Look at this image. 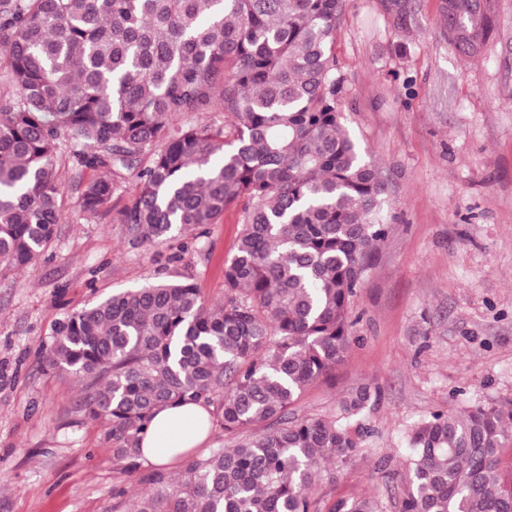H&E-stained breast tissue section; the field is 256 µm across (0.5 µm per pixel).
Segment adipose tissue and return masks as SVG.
<instances>
[{
    "label": "adipose tissue",
    "instance_id": "1",
    "mask_svg": "<svg viewBox=\"0 0 512 512\" xmlns=\"http://www.w3.org/2000/svg\"><path fill=\"white\" fill-rule=\"evenodd\" d=\"M209 429V413L204 406L187 404L164 408L143 439V458L154 466L174 464L200 448Z\"/></svg>",
    "mask_w": 512,
    "mask_h": 512
}]
</instances>
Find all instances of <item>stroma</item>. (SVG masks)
Returning <instances> with one entry per match:
<instances>
[{
  "instance_id": "35a3bbf8",
  "label": "stroma",
  "mask_w": 512,
  "mask_h": 512,
  "mask_svg": "<svg viewBox=\"0 0 512 512\" xmlns=\"http://www.w3.org/2000/svg\"><path fill=\"white\" fill-rule=\"evenodd\" d=\"M412 3L406 32L377 0H347L336 30L344 123L390 173L396 221L354 299L344 362L292 413L337 414L370 389L355 418L365 451L317 495L372 497L384 512H400L408 487L410 425L512 399V0H492L497 28L471 58L449 41L441 0ZM136 181L126 172L110 212H64L40 259L0 264V512H112L113 486L139 487L116 473L104 426L77 412L81 383L43 363L73 312L176 275L224 298L239 208L148 249L113 219Z\"/></svg>"
}]
</instances>
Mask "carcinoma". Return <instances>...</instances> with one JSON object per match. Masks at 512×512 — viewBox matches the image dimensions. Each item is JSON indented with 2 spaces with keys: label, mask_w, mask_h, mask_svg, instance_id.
<instances>
[{
  "label": "carcinoma",
  "mask_w": 512,
  "mask_h": 512,
  "mask_svg": "<svg viewBox=\"0 0 512 512\" xmlns=\"http://www.w3.org/2000/svg\"><path fill=\"white\" fill-rule=\"evenodd\" d=\"M403 32L411 0H378ZM345 0H0V262L23 268L69 205L60 157L87 173L76 201L110 209L142 245L242 206L224 300L185 276L75 312L48 366L85 382L78 411L107 430L130 512H383L314 492L363 451L353 416L288 420L353 342L350 307L396 220L392 183L342 123L334 44ZM467 57L494 33L492 4L442 0ZM222 112L219 125L182 120ZM201 404L225 445L180 478L141 461L166 406ZM512 400L436 412L408 431L402 512H512Z\"/></svg>",
  "instance_id": "cac0c4a2"
}]
</instances>
